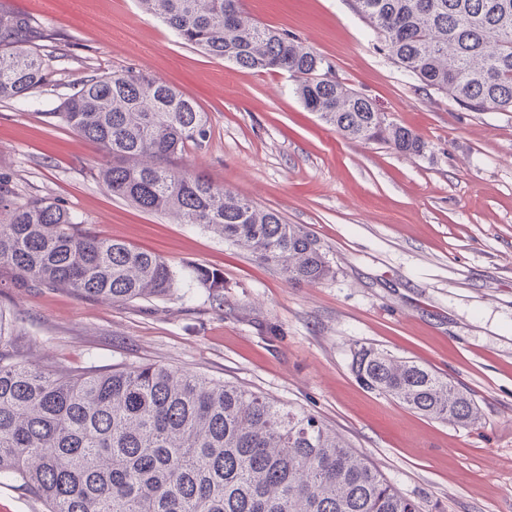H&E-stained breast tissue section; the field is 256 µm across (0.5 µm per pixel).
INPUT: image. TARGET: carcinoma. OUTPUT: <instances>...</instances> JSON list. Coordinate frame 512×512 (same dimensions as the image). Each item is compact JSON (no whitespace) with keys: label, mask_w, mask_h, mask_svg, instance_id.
<instances>
[{"label":"carcinoma","mask_w":512,"mask_h":512,"mask_svg":"<svg viewBox=\"0 0 512 512\" xmlns=\"http://www.w3.org/2000/svg\"><path fill=\"white\" fill-rule=\"evenodd\" d=\"M185 44L256 72L281 70L302 104L343 137L424 151L368 97L322 75L331 65L241 0H138ZM394 63L468 110L512 112V0H353ZM54 33L0 2V99L49 85ZM51 116L98 144V180L147 212L200 224L278 268L292 283L331 274L328 252L299 224L182 165L208 133V113L168 83L129 71L86 76ZM13 288L65 289L112 302L163 299L176 286L163 257L102 236L49 197L20 200L0 183V274ZM197 283L224 304V273ZM355 377L428 418L467 426L474 399L447 378L361 345ZM46 512H419L417 504L314 415L240 386L146 364L106 371L20 359L0 314V475Z\"/></svg>","instance_id":"carcinoma-1"}]
</instances>
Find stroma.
<instances>
[{"label": "stroma", "mask_w": 512, "mask_h": 512, "mask_svg": "<svg viewBox=\"0 0 512 512\" xmlns=\"http://www.w3.org/2000/svg\"><path fill=\"white\" fill-rule=\"evenodd\" d=\"M69 53L53 85L0 100V181L47 196L101 235L176 272L165 300L109 303L0 284L29 363L73 370L159 364L231 381L340 434L419 512H512V112H474L425 90L382 50L351 0H242L257 21L330 63L418 155L354 142L308 111L282 72L258 73L183 43L138 0H9ZM166 81L209 116L184 161L304 225L331 258L318 284L288 283L198 224L143 211L99 183L104 154L52 111L92 72ZM224 273V305L194 280ZM374 345L451 378L478 402L470 426L368 391L351 370Z\"/></svg>", "instance_id": "1"}]
</instances>
